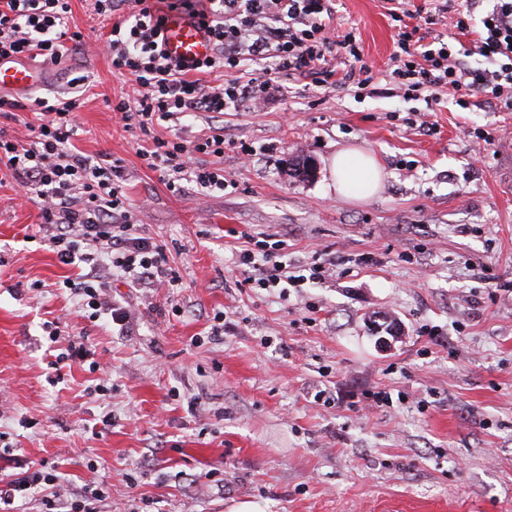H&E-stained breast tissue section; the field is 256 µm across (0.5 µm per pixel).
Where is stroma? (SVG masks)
<instances>
[{
	"label": "stroma",
	"mask_w": 512,
	"mask_h": 512,
	"mask_svg": "<svg viewBox=\"0 0 512 512\" xmlns=\"http://www.w3.org/2000/svg\"><path fill=\"white\" fill-rule=\"evenodd\" d=\"M332 24L355 28L364 60L387 70L395 31L382 0H336ZM49 72L45 97L88 75L74 144L123 159L139 230L168 247L182 285L112 280L132 329L90 317L62 289L75 269L36 236V206L0 181V476L57 459L61 490L109 484L100 512H512V111L282 76L261 111L169 121L170 137L223 132L231 183L173 192L106 105L129 90L108 57L71 55ZM417 111L431 131L411 124ZM346 146L384 170L368 201L327 187L328 158ZM296 157L314 178L292 176ZM248 234L286 240L290 266L319 248L334 268L296 288L240 290ZM61 316L107 372L49 368ZM377 316L399 328L390 349L376 345ZM382 388L389 405L353 406ZM320 389L329 404L315 402Z\"/></svg>",
	"instance_id": "stroma-1"
}]
</instances>
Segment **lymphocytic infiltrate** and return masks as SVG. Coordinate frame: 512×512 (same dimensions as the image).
<instances>
[{"instance_id":"f902f5d3","label":"lymphocytic infiltrate","mask_w":512,"mask_h":512,"mask_svg":"<svg viewBox=\"0 0 512 512\" xmlns=\"http://www.w3.org/2000/svg\"><path fill=\"white\" fill-rule=\"evenodd\" d=\"M94 9L112 22L100 43L68 27L69 0H0V58L23 56L56 65L76 51L109 56L113 75L136 84L133 97L112 109L140 141L137 155L143 166L172 190L185 179L203 189H224V170L216 164L224 156V137L169 138L156 132L162 122L242 103L262 108L278 75L309 77L323 86L334 80L357 95L375 83L372 68L361 62L360 36L330 25L334 0H94ZM171 14L209 26L210 57L183 65L161 53L158 36ZM387 14L396 31L389 76L402 97L446 88L463 109L477 96L512 109V0H493L480 19L474 51L489 62L483 70L471 69L464 51L451 41L440 36L425 41L404 7H388ZM343 56L353 59L355 68L339 73L329 68V60ZM246 61L257 65L254 77L206 83L207 74H226ZM30 103L41 122L25 142L0 133V170L17 181L23 199L37 206L38 228L59 263L81 266L78 277L65 280L66 290L93 316H108L113 325L126 328L132 314L107 298V277L123 274L140 284L171 288L178 287L180 277L166 246L134 230L137 209L126 191L122 159L101 163L74 147L76 97L34 96ZM286 247L280 239L242 248L236 260L242 286L266 290L305 277L325 279L329 269L322 262H313L303 276L290 271ZM59 480L56 463L46 459L1 478L0 512H16V501L34 489L52 492L45 512H97L98 503L110 495L103 483L63 494L57 490Z\"/></svg>"}]
</instances>
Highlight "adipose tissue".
Returning <instances> with one entry per match:
<instances>
[{"label":"adipose tissue","instance_id":"obj_1","mask_svg":"<svg viewBox=\"0 0 512 512\" xmlns=\"http://www.w3.org/2000/svg\"><path fill=\"white\" fill-rule=\"evenodd\" d=\"M329 175L337 196L353 201L371 198L381 179L373 153L355 146L340 150L332 157Z\"/></svg>","mask_w":512,"mask_h":512}]
</instances>
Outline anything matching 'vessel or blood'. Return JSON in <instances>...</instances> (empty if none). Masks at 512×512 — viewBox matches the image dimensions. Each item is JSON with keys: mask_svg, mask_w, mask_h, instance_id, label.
Listing matches in <instances>:
<instances>
[{"mask_svg": "<svg viewBox=\"0 0 512 512\" xmlns=\"http://www.w3.org/2000/svg\"><path fill=\"white\" fill-rule=\"evenodd\" d=\"M160 44L163 53L174 62L190 64L205 59L213 52L209 30L198 20L172 15L161 30ZM47 81V74L23 57L0 60V93L30 94Z\"/></svg>", "mask_w": 512, "mask_h": 512, "instance_id": "vessel-or-blood-1", "label": "vessel or blood"}]
</instances>
